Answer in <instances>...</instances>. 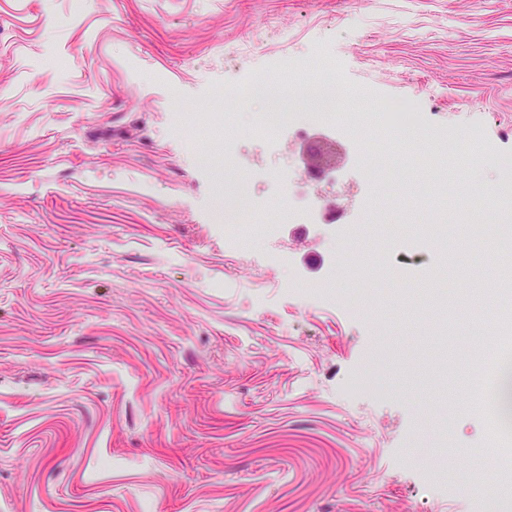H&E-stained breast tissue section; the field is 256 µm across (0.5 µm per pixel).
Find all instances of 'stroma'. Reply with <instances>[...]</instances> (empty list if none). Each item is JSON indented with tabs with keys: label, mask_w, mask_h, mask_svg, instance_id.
<instances>
[{
	"label": "stroma",
	"mask_w": 512,
	"mask_h": 512,
	"mask_svg": "<svg viewBox=\"0 0 512 512\" xmlns=\"http://www.w3.org/2000/svg\"><path fill=\"white\" fill-rule=\"evenodd\" d=\"M323 56L346 111L421 103L414 150L477 129L484 151L443 174L448 223L459 186L512 163V0H0V512H477L462 472L512 512L498 465L455 452L494 447L477 383L439 381L485 357L512 291L476 320L431 303L512 249L466 244L429 277V176L371 180L332 125L261 142L244 115L224 161L215 99ZM318 165L355 232L225 240L238 180L284 199ZM366 365L393 394L347 392Z\"/></svg>",
	"instance_id": "stroma-1"
}]
</instances>
